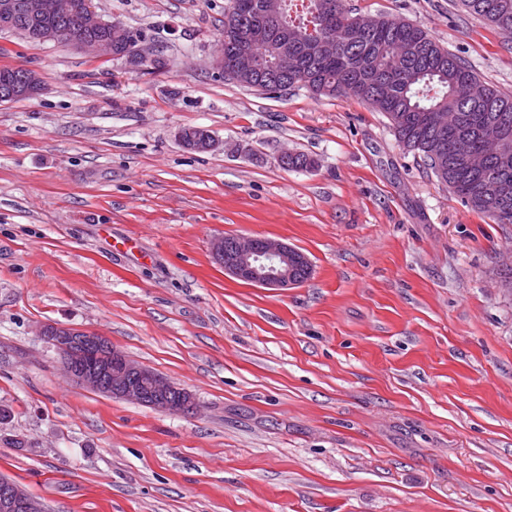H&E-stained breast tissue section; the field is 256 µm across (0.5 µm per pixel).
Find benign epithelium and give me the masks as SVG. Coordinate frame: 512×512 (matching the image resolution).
<instances>
[{"instance_id":"benign-epithelium-1","label":"benign epithelium","mask_w":512,"mask_h":512,"mask_svg":"<svg viewBox=\"0 0 512 512\" xmlns=\"http://www.w3.org/2000/svg\"><path fill=\"white\" fill-rule=\"evenodd\" d=\"M22 9L31 19H68L77 17V28L37 27L28 33V38L41 42H63L82 52L89 58L107 59L116 57L112 40L95 37L93 33L110 23L98 17L93 0H0V20L5 22L16 9ZM277 0H265L259 11L252 16L248 30L240 41L230 67L224 68V55L216 53L214 65L219 72H225L244 85L252 79L257 62L253 47L269 40L276 20ZM152 52L138 40L130 42L121 54L130 66L147 60ZM0 87L3 88L1 101H15L42 94L45 83L37 71L23 65L0 69ZM211 251L224 272L250 284L266 288L285 289L302 283L295 276L294 269L302 267L306 274H312L309 259L287 243L267 237H236L230 243L221 236L213 240ZM39 333L62 356L66 375L85 388L124 401L149 406L155 410L170 413L190 414L198 404L187 391L176 387L160 374L130 360L114 345H108V352L95 367L81 368L68 356L74 348L85 341L95 340L91 334L64 326H43ZM40 500L22 487L14 484L0 491V512H44Z\"/></svg>"}]
</instances>
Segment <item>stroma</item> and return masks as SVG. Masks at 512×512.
<instances>
[{
	"label": "stroma",
	"mask_w": 512,
	"mask_h": 512,
	"mask_svg": "<svg viewBox=\"0 0 512 512\" xmlns=\"http://www.w3.org/2000/svg\"><path fill=\"white\" fill-rule=\"evenodd\" d=\"M93 3L161 65L0 32V67L47 84L0 103V476L49 512H512V224L383 113L224 80L226 0ZM346 6L424 27L512 95V36L459 0ZM189 126L217 147H182ZM218 236L282 240L312 274L232 278ZM48 324L110 339L196 413L72 383Z\"/></svg>",
	"instance_id": "obj_1"
}]
</instances>
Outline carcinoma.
<instances>
[{"label":"carcinoma","mask_w":512,"mask_h":512,"mask_svg":"<svg viewBox=\"0 0 512 512\" xmlns=\"http://www.w3.org/2000/svg\"><path fill=\"white\" fill-rule=\"evenodd\" d=\"M512 0H460L466 12L493 28L499 19L512 22V11L501 10ZM238 0L224 8V56H229L243 34ZM327 0H306L301 12H293L294 0H278V22L273 41L255 48L258 80L274 93L306 89L316 96L353 98L372 105L381 97L378 111L389 119L400 144L424 158L438 181L472 211L494 224H512V199L499 204L489 189L506 183L512 188V156L500 161L502 150L512 149V95L483 86L484 97H467L471 83L480 82L470 65L440 45L424 28L378 17L371 30L354 29L355 15L344 0H332L336 14L327 18ZM336 36V58L314 50V42ZM288 41V77L272 82L276 58ZM430 112L448 113V126L426 124ZM484 152L496 145L487 166L473 173L463 166L457 144Z\"/></svg>","instance_id":"obj_1"}]
</instances>
